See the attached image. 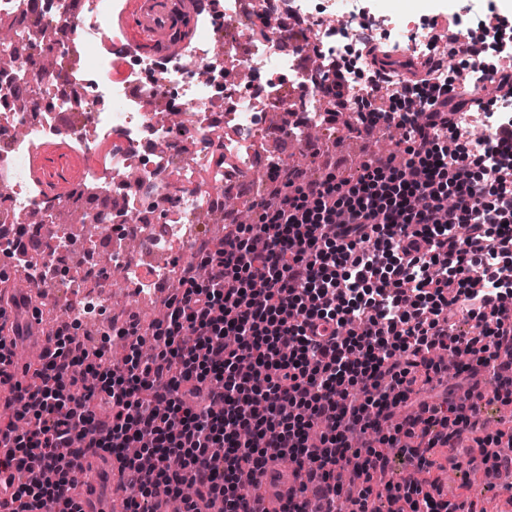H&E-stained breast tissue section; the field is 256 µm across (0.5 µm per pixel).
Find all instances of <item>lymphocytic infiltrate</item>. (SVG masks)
I'll return each mask as SVG.
<instances>
[{
  "label": "lymphocytic infiltrate",
  "mask_w": 512,
  "mask_h": 512,
  "mask_svg": "<svg viewBox=\"0 0 512 512\" xmlns=\"http://www.w3.org/2000/svg\"><path fill=\"white\" fill-rule=\"evenodd\" d=\"M424 73V121L403 112L396 85L379 116L404 128L400 156L363 163L350 179L288 180L258 220L192 256L164 319L130 320L123 360L56 334L52 351L14 370L0 336L4 464L20 479L0 512H82L65 494L73 459L107 453L127 477L125 512H262L255 475L268 458L295 465L319 512H476L429 474L430 452L473 433L465 400H422L448 371L438 351H463L470 382L493 375L512 403V117L479 151L452 117L512 103L500 67L465 100ZM479 334L455 332L452 319ZM413 471L379 483L391 449Z\"/></svg>",
  "instance_id": "obj_1"
}]
</instances>
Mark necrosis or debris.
<instances>
[{
	"instance_id": "obj_1",
	"label": "necrosis or debris",
	"mask_w": 512,
	"mask_h": 512,
	"mask_svg": "<svg viewBox=\"0 0 512 512\" xmlns=\"http://www.w3.org/2000/svg\"><path fill=\"white\" fill-rule=\"evenodd\" d=\"M111 2L0 0V250L15 278L65 290L61 325L76 331L105 323L113 279L139 294L171 280L166 266L142 271L140 250L201 249L196 215L277 178L281 157L254 146L274 130L271 110L285 106L281 135L316 150L335 124L331 94L298 78L341 76L347 108L358 109L383 76L366 48L395 29L363 0L340 14L329 0H254V38L225 41L218 31L242 15L241 0H195L185 49L131 56L121 30L103 25ZM73 14L74 31L61 24ZM293 18L313 25L305 45L274 32ZM50 145L91 162L64 195L36 175Z\"/></svg>"
}]
</instances>
